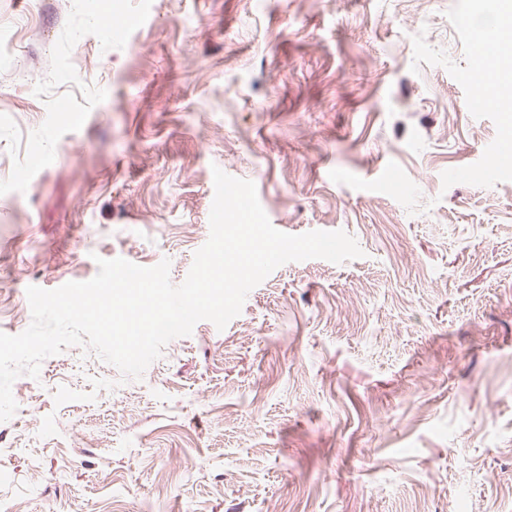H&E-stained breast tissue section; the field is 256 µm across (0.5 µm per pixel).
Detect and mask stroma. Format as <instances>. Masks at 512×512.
<instances>
[{"instance_id": "35a3bbf8", "label": "stroma", "mask_w": 512, "mask_h": 512, "mask_svg": "<svg viewBox=\"0 0 512 512\" xmlns=\"http://www.w3.org/2000/svg\"><path fill=\"white\" fill-rule=\"evenodd\" d=\"M141 9L123 44L91 19ZM490 31L481 0H0V332L100 257L183 283L216 167L364 252L280 266L141 378L81 346L17 378L0 506L512 512V112L467 86Z\"/></svg>"}]
</instances>
